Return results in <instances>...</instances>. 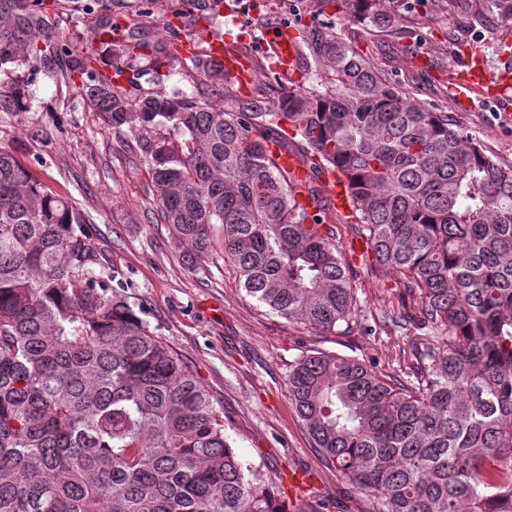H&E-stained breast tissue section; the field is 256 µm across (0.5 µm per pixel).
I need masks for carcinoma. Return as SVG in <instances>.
<instances>
[{"label":"carcinoma","mask_w":512,"mask_h":512,"mask_svg":"<svg viewBox=\"0 0 512 512\" xmlns=\"http://www.w3.org/2000/svg\"><path fill=\"white\" fill-rule=\"evenodd\" d=\"M390 0H312L396 38ZM10 11L39 27L33 0ZM474 18L512 23V0H474ZM309 84L250 99L224 67L189 69L224 105L164 87L130 99L74 55L103 125L142 135L143 161L173 242L206 259L221 241L246 294L316 330L367 331L351 265L320 200L302 205L269 146L286 131L311 173L329 170L345 226L371 272L402 285L393 325L421 342L394 372L313 349L288 372L311 447L368 497L371 512H512V169L448 122L333 25L301 23ZM0 38V65L36 63L49 36ZM134 61L138 40L111 43ZM83 213L0 146V512H287L224 433V408L105 274Z\"/></svg>","instance_id":"obj_1"}]
</instances>
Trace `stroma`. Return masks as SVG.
Masks as SVG:
<instances>
[{
  "instance_id": "35a3bbf8",
  "label": "stroma",
  "mask_w": 512,
  "mask_h": 512,
  "mask_svg": "<svg viewBox=\"0 0 512 512\" xmlns=\"http://www.w3.org/2000/svg\"><path fill=\"white\" fill-rule=\"evenodd\" d=\"M219 27L225 38L253 63L257 82L244 93H266L269 85L301 82L303 72L287 77L272 70L262 40L269 23L287 24L307 15L309 0H229ZM40 28L66 54L94 47V68L112 60L107 44H95L90 14L110 20L119 39L128 36L152 44H169L175 35L193 37L206 51L208 22L200 0H180L172 16L165 0H35ZM468 0L454 9L442 0H411L420 32L399 41L365 34L360 26L340 22L359 52L367 54L390 77L404 85L410 101L434 105L451 123L477 141L504 167L512 169V107L486 93L471 107L452 104L444 88L448 71L464 51L480 47L490 73H512V33L499 28L488 42L481 26L469 25ZM85 77L55 79L25 57L0 66V84L23 87L24 111L0 107V146L22 147L21 161L48 191L74 200L89 217L88 230L104 268L124 275L125 293L177 357L196 374L224 407L225 434L241 460L263 473L266 481L287 490L290 470L310 472L321 495L335 499L336 512H369L370 501L347 490L311 448L305 429L288 400V372L313 347L356 356L386 368V353L399 331L378 328L367 336L352 332L332 336L269 312L239 289L224 264L222 251L204 261H188L175 247L171 228L160 216L151 173L136 153L138 133L104 127L85 94ZM356 236L340 228L337 244L350 262L356 296L366 315L382 318L399 292L397 279L371 276Z\"/></svg>"
}]
</instances>
